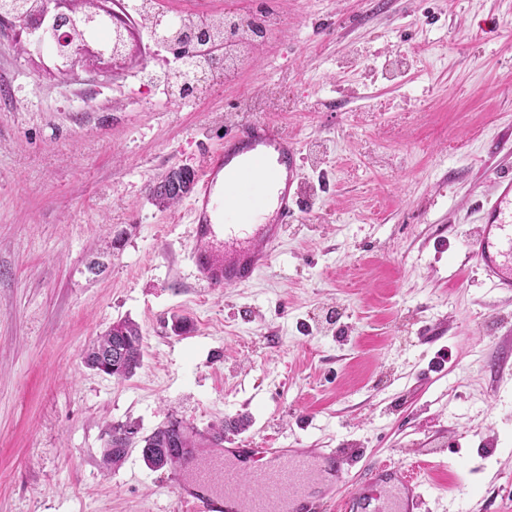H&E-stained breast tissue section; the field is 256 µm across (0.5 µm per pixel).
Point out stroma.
<instances>
[{"label":"stroma","mask_w":512,"mask_h":512,"mask_svg":"<svg viewBox=\"0 0 512 512\" xmlns=\"http://www.w3.org/2000/svg\"><path fill=\"white\" fill-rule=\"evenodd\" d=\"M277 29L193 107L139 85L147 32L69 75L0 24V512H184L112 425L179 419L229 447L359 449L424 476L423 512H512V292L468 241L512 169V0H159ZM303 144L311 204L250 285L189 287V200L149 184L201 171L239 119ZM143 334L118 382L84 363L112 322ZM246 419L238 427V419ZM194 181V171L180 167L171 168L159 182L149 187L150 198L162 207L176 204L190 193ZM128 435L137 438L138 430L132 426L117 424L113 425L106 442L105 459L108 462H117L125 456L124 448Z\"/></svg>","instance_id":"35a3bbf8"}]
</instances>
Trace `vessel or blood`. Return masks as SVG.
<instances>
[{"mask_svg":"<svg viewBox=\"0 0 512 512\" xmlns=\"http://www.w3.org/2000/svg\"><path fill=\"white\" fill-rule=\"evenodd\" d=\"M302 148L263 119L234 124L213 151L197 181L190 207L188 259L196 287H243L271 268L288 227L308 203ZM264 180L256 205L271 208L266 223L253 224L248 211L224 221L223 200L238 196L255 172ZM469 248L492 287L512 292V173L493 178V201L481 207ZM354 448L184 449L171 477L188 512H320L312 489L335 492L345 481ZM422 486L403 465L376 463L362 489L342 501L343 512H422Z\"/></svg>","mask_w":512,"mask_h":512,"instance_id":"1","label":"vessel or blood"}]
</instances>
